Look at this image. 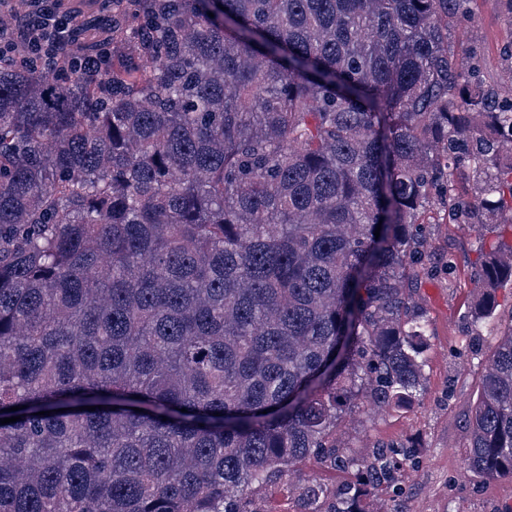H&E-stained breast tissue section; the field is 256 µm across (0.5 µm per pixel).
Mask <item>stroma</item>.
<instances>
[{
  "mask_svg": "<svg viewBox=\"0 0 512 512\" xmlns=\"http://www.w3.org/2000/svg\"><path fill=\"white\" fill-rule=\"evenodd\" d=\"M464 51L483 55V81L512 90V62L502 55L512 41V19L496 0H478L456 32ZM431 256L413 299L430 323L424 389L384 410L362 407L342 422L339 436L356 452L401 446L403 465L393 482L366 498V512H512V479L481 476L466 463V420L489 363L495 337H470L465 316L486 292L470 278L483 231L473 224H429ZM454 263L455 276L446 265Z\"/></svg>",
  "mask_w": 512,
  "mask_h": 512,
  "instance_id": "obj_1",
  "label": "stroma"
}]
</instances>
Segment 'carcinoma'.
Listing matches in <instances>:
<instances>
[{"label":"carcinoma","instance_id":"obj_1","mask_svg":"<svg viewBox=\"0 0 512 512\" xmlns=\"http://www.w3.org/2000/svg\"><path fill=\"white\" fill-rule=\"evenodd\" d=\"M473 2L112 0L94 76L0 55V512H271L309 460L394 481L336 434L423 389L430 207L491 227L476 279L512 283V93L456 50ZM467 428L512 478V329Z\"/></svg>","mask_w":512,"mask_h":512}]
</instances>
